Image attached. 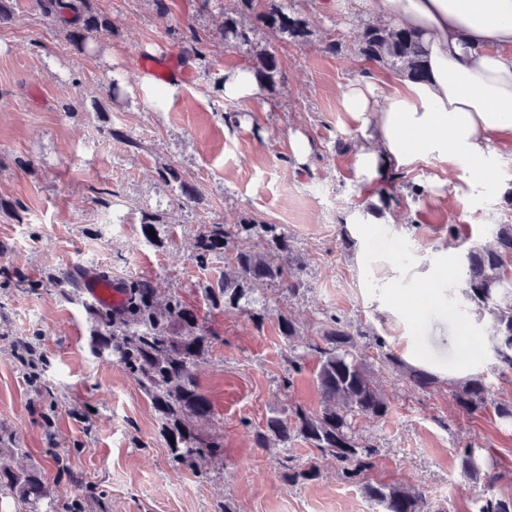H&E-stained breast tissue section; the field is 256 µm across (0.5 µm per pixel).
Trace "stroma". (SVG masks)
Masks as SVG:
<instances>
[{"label":"stroma","mask_w":512,"mask_h":512,"mask_svg":"<svg viewBox=\"0 0 512 512\" xmlns=\"http://www.w3.org/2000/svg\"><path fill=\"white\" fill-rule=\"evenodd\" d=\"M166 2L162 19L151 0H95L113 32L92 56L73 50L31 0H12V18L0 24V265L33 279L77 264L116 279L172 277L212 338L197 374L213 410L207 431L222 439L224 456L204 479L172 462L150 399L115 360L94 354L83 300L0 288V434L15 442L14 466H41L59 500L81 501L84 512H222L228 503L234 512H379L340 479L335 459L315 457L302 440L255 445L272 410L316 411L320 395L311 371L289 375L276 318L255 328L202 293L222 266L190 260L195 231L248 214L281 225L304 263V289L280 306L305 340L334 314L372 328L399 360L438 379L420 389L369 357L391 403L386 420L362 423L377 450L369 479L415 486L436 512L512 498V428L462 411L450 394L479 374L492 399L512 398V379L495 368L491 319L466 309L461 293L467 249L512 224V133L487 158L491 176L478 192L467 188L474 167L431 155L402 168L399 201L383 206L379 181L354 171L360 124L341 104L363 78L356 33L375 16L356 0H283L309 36L300 45L273 39L283 82L239 101L225 98L224 74L249 65L247 52L216 44L197 59L182 42L191 29L208 35L234 0ZM331 39L338 53L325 51ZM173 53L191 82L162 85L139 73V56ZM168 166L195 187L193 202L179 205L159 180ZM148 215L163 219L159 242L142 234ZM116 224L125 236L113 234ZM430 268L435 276L425 277ZM33 335L45 363L37 380L23 374L16 347ZM287 375L293 384L283 393ZM87 406L88 423L78 415ZM468 445L493 458L494 484L460 471L457 454ZM286 455L316 458L319 480L279 481L274 462Z\"/></svg>","instance_id":"obj_1"}]
</instances>
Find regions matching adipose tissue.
<instances>
[{
    "label": "adipose tissue",
    "instance_id": "ef3b65f1",
    "mask_svg": "<svg viewBox=\"0 0 512 512\" xmlns=\"http://www.w3.org/2000/svg\"><path fill=\"white\" fill-rule=\"evenodd\" d=\"M429 46L421 81L369 79L342 107L364 132L355 171L382 173L438 155L481 166L512 132V0H369Z\"/></svg>",
    "mask_w": 512,
    "mask_h": 512
}]
</instances>
